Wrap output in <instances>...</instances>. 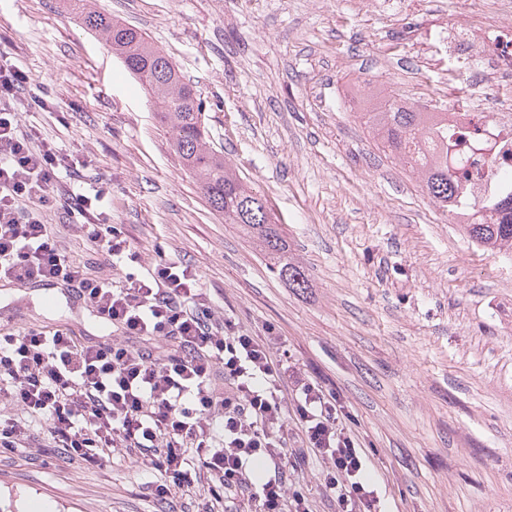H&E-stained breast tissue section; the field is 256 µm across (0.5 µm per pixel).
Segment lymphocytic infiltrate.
<instances>
[{
  "label": "lymphocytic infiltrate",
  "mask_w": 512,
  "mask_h": 512,
  "mask_svg": "<svg viewBox=\"0 0 512 512\" xmlns=\"http://www.w3.org/2000/svg\"><path fill=\"white\" fill-rule=\"evenodd\" d=\"M35 84L0 54V280L72 286L121 333L96 342L65 329L1 331L0 399L38 419L67 457L105 467L120 455L160 474L146 489L162 500L203 484L212 501L236 496L238 512H312L288 472L314 459L337 512H377L338 395L291 365L281 337L253 335L221 315L183 262L114 280L135 251L97 210L110 181L23 124L22 113L49 107ZM64 175L91 193L59 190ZM49 207L73 218L98 274L62 253L43 221ZM292 422L302 432L297 448L288 445Z\"/></svg>",
  "instance_id": "f902f5d3"
}]
</instances>
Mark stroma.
<instances>
[{
    "instance_id": "obj_1",
    "label": "stroma",
    "mask_w": 512,
    "mask_h": 512,
    "mask_svg": "<svg viewBox=\"0 0 512 512\" xmlns=\"http://www.w3.org/2000/svg\"><path fill=\"white\" fill-rule=\"evenodd\" d=\"M141 28L194 82L215 144L266 200L309 286H285L256 241L213 213L170 147L143 90L59 0H0V51L47 90L23 115L42 138L90 152L111 181L101 203L132 240L141 274L160 259L194 269L239 327L274 331L292 363L340 394L375 475L380 512H512V257L477 248L339 104L353 87L415 107L454 105L474 61L430 31L466 0H89ZM70 260L90 263L63 211L45 213ZM118 329L68 286L0 281V330ZM28 447L0 453V512H164L150 474ZM288 479L312 512H336L322 468Z\"/></svg>"
}]
</instances>
